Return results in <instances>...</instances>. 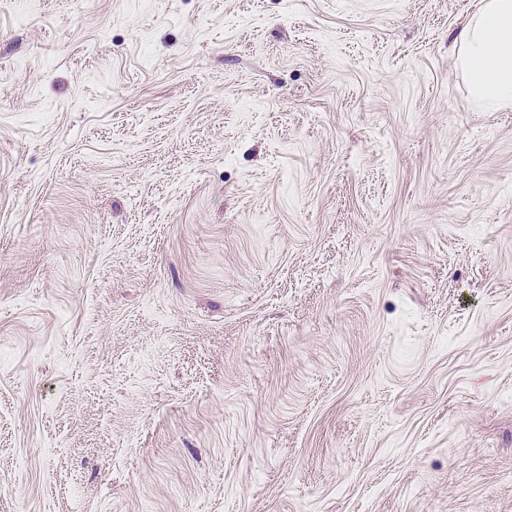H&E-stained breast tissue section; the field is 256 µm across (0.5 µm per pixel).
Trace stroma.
<instances>
[{
	"instance_id": "obj_1",
	"label": "stroma",
	"mask_w": 512,
	"mask_h": 512,
	"mask_svg": "<svg viewBox=\"0 0 512 512\" xmlns=\"http://www.w3.org/2000/svg\"><path fill=\"white\" fill-rule=\"evenodd\" d=\"M478 4L0 0V512H512Z\"/></svg>"
}]
</instances>
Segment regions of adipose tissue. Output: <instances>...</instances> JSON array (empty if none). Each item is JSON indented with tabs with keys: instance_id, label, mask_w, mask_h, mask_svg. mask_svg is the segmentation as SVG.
<instances>
[{
	"instance_id": "adipose-tissue-1",
	"label": "adipose tissue",
	"mask_w": 512,
	"mask_h": 512,
	"mask_svg": "<svg viewBox=\"0 0 512 512\" xmlns=\"http://www.w3.org/2000/svg\"><path fill=\"white\" fill-rule=\"evenodd\" d=\"M454 64L473 101L512 106V0H480L454 38Z\"/></svg>"
}]
</instances>
